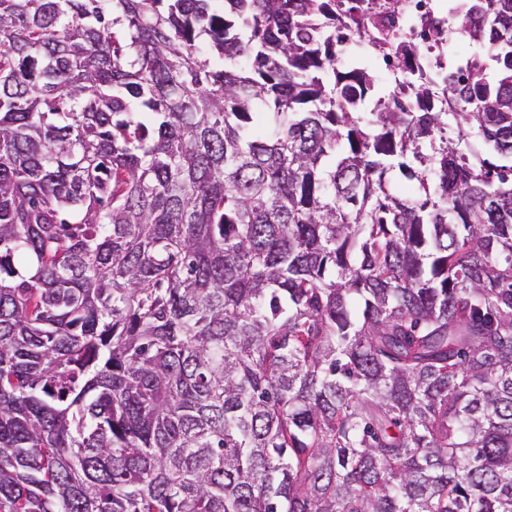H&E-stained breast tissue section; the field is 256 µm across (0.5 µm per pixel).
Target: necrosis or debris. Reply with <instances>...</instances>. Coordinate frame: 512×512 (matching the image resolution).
Wrapping results in <instances>:
<instances>
[{
  "instance_id": "obj_1",
  "label": "necrosis or debris",
  "mask_w": 512,
  "mask_h": 512,
  "mask_svg": "<svg viewBox=\"0 0 512 512\" xmlns=\"http://www.w3.org/2000/svg\"><path fill=\"white\" fill-rule=\"evenodd\" d=\"M336 15L349 26L364 25L372 37L349 38L340 45L339 61L350 69L380 61L382 80L399 99L413 96V84H442L449 73L477 72L484 64L485 48L459 26L462 12L452 0H336ZM415 42L420 52L409 70L396 68L389 55L396 46Z\"/></svg>"
}]
</instances>
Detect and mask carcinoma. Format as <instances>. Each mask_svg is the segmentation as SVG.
Segmentation results:
<instances>
[{"mask_svg": "<svg viewBox=\"0 0 512 512\" xmlns=\"http://www.w3.org/2000/svg\"><path fill=\"white\" fill-rule=\"evenodd\" d=\"M324 2L0 0V512H512V0L443 112Z\"/></svg>", "mask_w": 512, "mask_h": 512, "instance_id": "1", "label": "carcinoma"}]
</instances>
